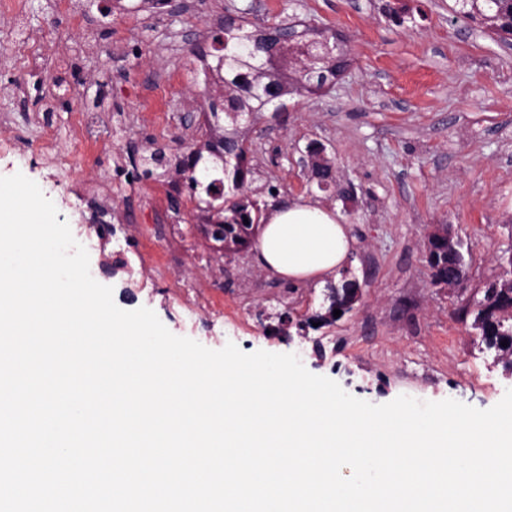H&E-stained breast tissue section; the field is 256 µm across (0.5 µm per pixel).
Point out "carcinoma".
<instances>
[{
	"instance_id": "1",
	"label": "carcinoma",
	"mask_w": 512,
	"mask_h": 512,
	"mask_svg": "<svg viewBox=\"0 0 512 512\" xmlns=\"http://www.w3.org/2000/svg\"><path fill=\"white\" fill-rule=\"evenodd\" d=\"M451 11L464 18L478 20L500 38L512 37V0H454ZM220 34L213 36V54L207 69L219 98H208L206 121L216 142L206 149L188 145L189 153L175 164V174L188 181L191 189H203L211 199L207 223L221 227V234L212 239L224 245V252L234 253L247 247L255 234L257 202L248 194L246 184V151L240 143L237 125L243 118H257L272 107L279 110L282 95L279 87L288 83L291 93L304 97L317 94L341 77L349 59L337 41L340 35L326 30L298 31L296 24L280 21L270 26L269 42H258V29L236 21H224ZM286 50L280 54L277 67L267 64L268 51ZM209 152L215 166L201 167L194 174L203 152ZM221 166L232 175L227 192L220 195L211 190L214 182L207 174ZM433 284L454 287L464 277L463 263L446 255L430 260ZM326 311L317 316L320 321H334L333 311L342 310L354 302V281L343 279L326 286ZM474 325L481 330L485 344L497 356L512 366V284L501 279L500 291L483 295L478 301ZM507 342L502 346L501 342Z\"/></svg>"
}]
</instances>
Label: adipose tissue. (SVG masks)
<instances>
[{"mask_svg": "<svg viewBox=\"0 0 512 512\" xmlns=\"http://www.w3.org/2000/svg\"><path fill=\"white\" fill-rule=\"evenodd\" d=\"M354 245V236L336 211L300 197L271 211L253 251L271 276L303 283L334 276Z\"/></svg>", "mask_w": 512, "mask_h": 512, "instance_id": "ef3b65f1", "label": "adipose tissue"}]
</instances>
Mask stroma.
Listing matches in <instances>:
<instances>
[{
  "instance_id": "1",
  "label": "stroma",
  "mask_w": 512,
  "mask_h": 512,
  "mask_svg": "<svg viewBox=\"0 0 512 512\" xmlns=\"http://www.w3.org/2000/svg\"><path fill=\"white\" fill-rule=\"evenodd\" d=\"M24 0L0 14V108L12 136L45 135L82 151L67 171L38 152L0 159L58 210L88 208L87 181L112 192L126 252L91 254L95 279L124 310L146 307L174 335L217 349L296 354L350 395L384 404L401 395L479 409L512 389V367L488 349L471 311L512 253V48L455 15L451 0H170L155 16L140 0ZM260 25L288 19L342 34L350 67L322 95L284 96L242 130L251 197L261 214L291 198L340 212L356 239L342 270L361 296L339 320L314 325L323 286L266 274L251 250L224 253L205 231L200 196L170 176L143 175L140 157L167 159L211 141L197 110L194 53L225 15ZM86 25L88 37L76 25ZM38 50L41 76L18 83L3 52ZM93 110L111 151L82 147L76 111ZM324 146L334 184L318 187L307 147ZM461 243L465 276L432 282L427 243L437 225Z\"/></svg>"
}]
</instances>
